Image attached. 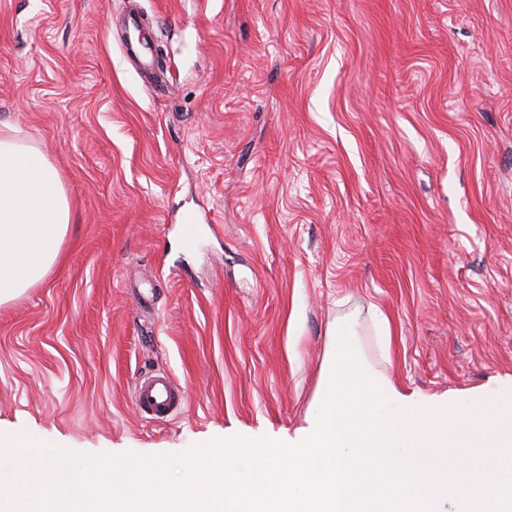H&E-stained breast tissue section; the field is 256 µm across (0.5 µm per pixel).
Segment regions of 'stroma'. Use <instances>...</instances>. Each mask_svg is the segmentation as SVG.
Instances as JSON below:
<instances>
[{
    "label": "stroma",
    "instance_id": "35a3bbf8",
    "mask_svg": "<svg viewBox=\"0 0 512 512\" xmlns=\"http://www.w3.org/2000/svg\"><path fill=\"white\" fill-rule=\"evenodd\" d=\"M139 3L165 87L119 46L127 0H0V125L72 209L0 306V441L296 443L349 314L403 394L511 376L512 0ZM157 369L186 391L168 422L131 403Z\"/></svg>",
    "mask_w": 512,
    "mask_h": 512
}]
</instances>
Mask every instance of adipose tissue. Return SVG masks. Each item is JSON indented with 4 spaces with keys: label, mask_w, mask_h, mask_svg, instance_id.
I'll use <instances>...</instances> for the list:
<instances>
[{
    "label": "adipose tissue",
    "mask_w": 512,
    "mask_h": 512,
    "mask_svg": "<svg viewBox=\"0 0 512 512\" xmlns=\"http://www.w3.org/2000/svg\"><path fill=\"white\" fill-rule=\"evenodd\" d=\"M70 224L56 167L18 128L0 127V305L46 276Z\"/></svg>",
    "instance_id": "obj_1"
}]
</instances>
